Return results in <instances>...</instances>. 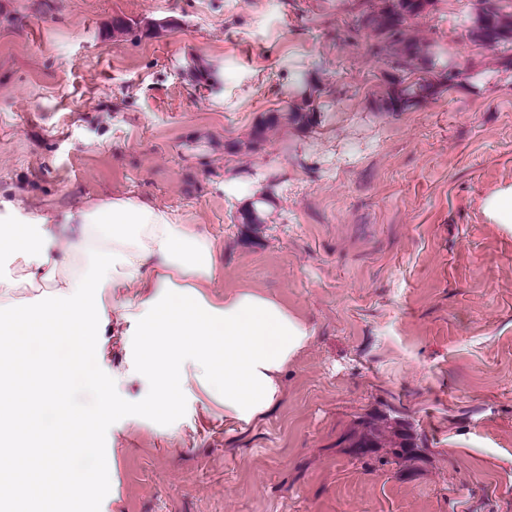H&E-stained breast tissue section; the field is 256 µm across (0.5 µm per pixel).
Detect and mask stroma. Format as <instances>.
Segmentation results:
<instances>
[{
	"label": "stroma",
	"mask_w": 512,
	"mask_h": 512,
	"mask_svg": "<svg viewBox=\"0 0 512 512\" xmlns=\"http://www.w3.org/2000/svg\"><path fill=\"white\" fill-rule=\"evenodd\" d=\"M478 0H434L409 31L460 74L403 112L344 0H0V194L30 217L134 194L216 245L210 293L272 297L313 330L277 407L230 428L199 385L97 425L68 470L109 472L73 512H512V59L470 40ZM120 16L149 23L112 35ZM219 70L213 88L193 67ZM313 86L321 123L284 113ZM281 115L262 150L248 139ZM271 197L263 223L241 202ZM398 412L414 465L353 458L358 418ZM482 207L494 223L512 227V186L487 196L482 202Z\"/></svg>",
	"instance_id": "1"
}]
</instances>
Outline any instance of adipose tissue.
Returning <instances> with one entry per match:
<instances>
[{"mask_svg": "<svg viewBox=\"0 0 512 512\" xmlns=\"http://www.w3.org/2000/svg\"><path fill=\"white\" fill-rule=\"evenodd\" d=\"M65 222L74 233H59L49 217L25 216L15 200L0 201V251L10 252L30 287L56 290L33 318L12 301L22 281L0 277V309L12 313L0 327V436H12L0 446V504L12 512H41L39 484L16 478L26 461L15 447L41 435L40 406L58 393L89 386L96 394L86 413L58 402L55 422L76 452L101 418L124 413L112 394L122 380L146 382L155 406L201 381L222 401L225 424L244 426L278 404L281 374L312 336L268 296L244 289L213 297V241L150 201L117 196L72 210ZM78 257L84 271L70 274ZM132 287L138 304L110 310L103 290ZM106 325L136 345L108 380L85 369L110 355L101 337Z\"/></svg>", "mask_w": 512, "mask_h": 512, "instance_id": "obj_1", "label": "adipose tissue"}]
</instances>
